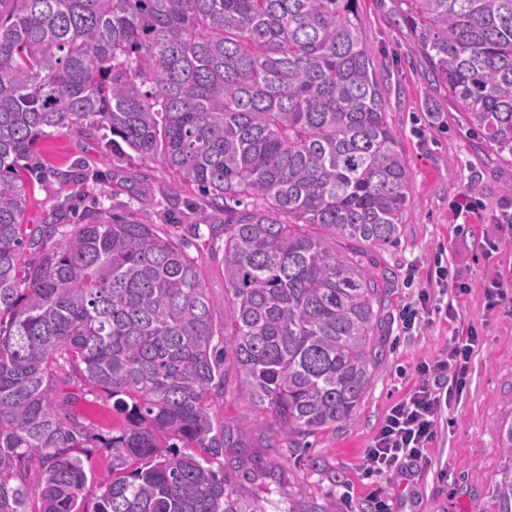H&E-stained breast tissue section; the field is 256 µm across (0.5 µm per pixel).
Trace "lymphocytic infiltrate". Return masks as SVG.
I'll use <instances>...</instances> for the list:
<instances>
[{
    "mask_svg": "<svg viewBox=\"0 0 512 512\" xmlns=\"http://www.w3.org/2000/svg\"><path fill=\"white\" fill-rule=\"evenodd\" d=\"M476 342L472 332L453 337L440 357L418 366L417 383L391 407L372 448L366 451L370 473L385 476L404 463L424 459L454 394L466 384Z\"/></svg>",
    "mask_w": 512,
    "mask_h": 512,
    "instance_id": "lymphocytic-infiltrate-1",
    "label": "lymphocytic infiltrate"
}]
</instances>
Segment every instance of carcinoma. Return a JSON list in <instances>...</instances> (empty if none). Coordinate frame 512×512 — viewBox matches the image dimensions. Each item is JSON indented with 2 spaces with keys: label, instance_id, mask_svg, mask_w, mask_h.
<instances>
[{
  "label": "carcinoma",
  "instance_id": "1",
  "mask_svg": "<svg viewBox=\"0 0 512 512\" xmlns=\"http://www.w3.org/2000/svg\"><path fill=\"white\" fill-rule=\"evenodd\" d=\"M398 2L432 80L511 155L512 0ZM86 122L224 213V331L201 258L145 220L27 233L38 139ZM409 190L357 0H0V512L92 493L93 512H262L213 467L245 447L213 399L246 402L268 448L355 420L387 283L361 256L398 238ZM67 370L117 413L94 491L79 452L101 436Z\"/></svg>",
  "mask_w": 512,
  "mask_h": 512
}]
</instances>
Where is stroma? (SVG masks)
<instances>
[{
	"label": "stroma",
	"instance_id": "1",
	"mask_svg": "<svg viewBox=\"0 0 512 512\" xmlns=\"http://www.w3.org/2000/svg\"><path fill=\"white\" fill-rule=\"evenodd\" d=\"M358 11L378 62L387 119L411 176L408 220L397 241L369 253L388 276L370 385L355 420L337 433L310 438L306 450L264 447L247 405L232 395L216 399L213 413L239 423L250 454L272 471V478L237 486L243 501L265 512H312L329 501L335 512H374L376 492L389 512H497L495 480L504 463L499 427L512 422V299L488 307L484 285L500 280L512 296V231L498 221L501 208L512 203V155L497 153L474 134L458 102L430 81L398 0H359ZM36 156L43 176L27 209L29 229L53 223L59 212L69 227L93 208L145 219L160 232L177 233L186 251L200 258L207 292L217 314H224V215L207 211L202 195L168 200L164 168L113 153L102 132L87 124L51 130L38 140ZM474 186L481 207L459 217L458 197ZM492 242L497 251L489 250ZM438 254L469 284L468 294L455 299L431 286ZM423 288L454 309L447 316L428 308L416 329L404 330L400 312ZM470 329L479 340L466 384L422 463L385 479L368 476L365 450L390 407L417 382V366Z\"/></svg>",
	"mask_w": 512,
	"mask_h": 512
}]
</instances>
